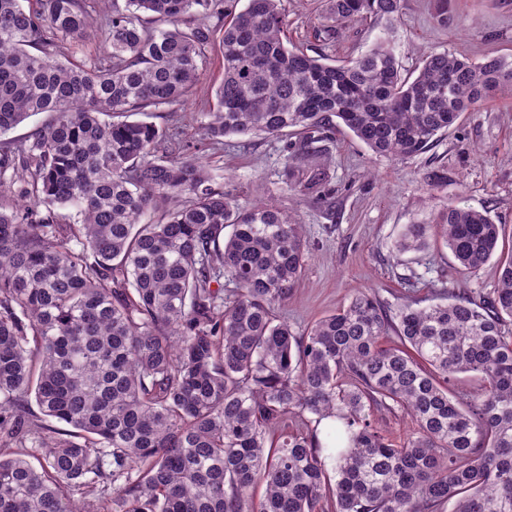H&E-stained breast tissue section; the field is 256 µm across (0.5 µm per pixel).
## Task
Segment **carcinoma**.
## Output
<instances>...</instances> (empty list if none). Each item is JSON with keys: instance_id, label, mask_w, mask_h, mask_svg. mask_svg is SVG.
Returning a JSON list of instances; mask_svg holds the SVG:
<instances>
[{"instance_id": "1", "label": "carcinoma", "mask_w": 512, "mask_h": 512, "mask_svg": "<svg viewBox=\"0 0 512 512\" xmlns=\"http://www.w3.org/2000/svg\"><path fill=\"white\" fill-rule=\"evenodd\" d=\"M116 2L0 0V136L48 114L0 140V512H512L502 225L455 205L396 245L421 252L433 231L463 274L496 259L491 297L391 309L357 291L297 333L279 309L305 270L303 224L273 199L239 203L176 155V128L141 119L177 111L217 51L212 144L335 121L405 159L511 100L512 55L431 51L405 73L402 0H324L331 39L383 23L345 60L288 47L282 0L228 20L227 0ZM96 22L105 39L87 53ZM315 153L286 158V191ZM467 373L482 388L465 398L453 383ZM376 411L413 432L388 437Z\"/></svg>"}]
</instances>
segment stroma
Returning <instances> with one entry per match:
<instances>
[{
    "mask_svg": "<svg viewBox=\"0 0 512 512\" xmlns=\"http://www.w3.org/2000/svg\"><path fill=\"white\" fill-rule=\"evenodd\" d=\"M437 3L403 0L396 40L404 69L417 67L430 50L476 61L512 54V0H456L444 26L436 19ZM283 8L290 44L312 56L358 54L382 29L378 22L353 21L330 42L315 0H283ZM222 73L220 54L208 53L189 102L175 113H154L152 120L179 126L190 154L239 203L274 197L297 212L309 251L303 278L280 309L295 330H305L358 290L392 306L409 300L425 306L441 301L450 288L476 298L496 288L495 263L465 277L448 248L400 253L395 241L404 225L427 221L451 204L488 211L512 236V107L493 102L465 113L429 150L403 160L375 154L342 131L324 134L315 164L325 182L291 196L282 190V174L299 138L233 135L217 150L206 140L199 115L213 106Z\"/></svg>",
    "mask_w": 512,
    "mask_h": 512,
    "instance_id": "stroma-1",
    "label": "stroma"
}]
</instances>
